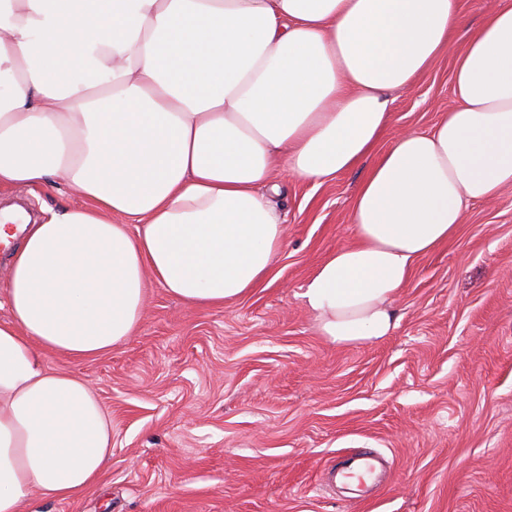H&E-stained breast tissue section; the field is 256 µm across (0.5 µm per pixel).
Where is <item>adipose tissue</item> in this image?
<instances>
[{
    "label": "adipose tissue",
    "mask_w": 512,
    "mask_h": 512,
    "mask_svg": "<svg viewBox=\"0 0 512 512\" xmlns=\"http://www.w3.org/2000/svg\"><path fill=\"white\" fill-rule=\"evenodd\" d=\"M462 24L458 0H0V187L61 182L88 202L0 210V512L76 497L112 456L97 395L49 352L136 336L148 281L220 307L269 276L276 166L321 184L370 160L353 242L301 298L331 343L390 334L413 263L512 188V5L469 32L434 128L387 135L389 91Z\"/></svg>",
    "instance_id": "obj_1"
}]
</instances>
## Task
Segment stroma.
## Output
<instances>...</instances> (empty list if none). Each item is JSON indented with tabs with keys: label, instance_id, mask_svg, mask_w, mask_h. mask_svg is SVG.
Instances as JSON below:
<instances>
[{
	"label": "stroma",
	"instance_id": "1",
	"mask_svg": "<svg viewBox=\"0 0 512 512\" xmlns=\"http://www.w3.org/2000/svg\"><path fill=\"white\" fill-rule=\"evenodd\" d=\"M451 45L391 91L390 135L429 130L453 103ZM364 174L320 185L276 171L286 235L268 279L221 308L150 283L137 336L51 369L86 378L112 419V459L66 501L21 512H512V188L471 204L457 235L415 263L388 336L332 344L300 294L352 240ZM67 188H4L33 216L82 205ZM362 448L387 460L363 496L324 475Z\"/></svg>",
	"mask_w": 512,
	"mask_h": 512
}]
</instances>
